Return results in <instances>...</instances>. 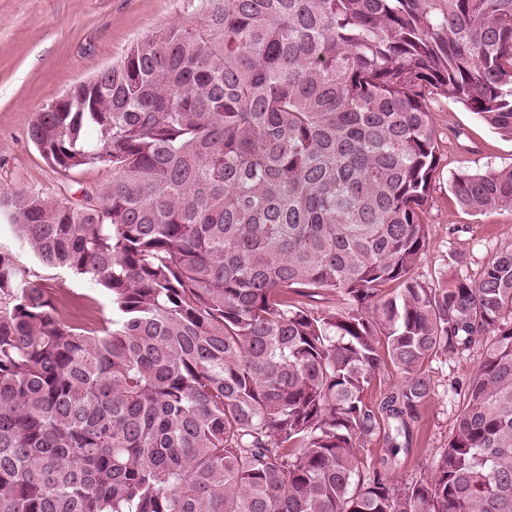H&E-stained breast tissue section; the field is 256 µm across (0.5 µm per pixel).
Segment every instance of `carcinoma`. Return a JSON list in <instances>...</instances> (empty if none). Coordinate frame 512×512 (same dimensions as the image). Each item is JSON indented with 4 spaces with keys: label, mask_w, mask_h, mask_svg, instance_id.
<instances>
[{
    "label": "carcinoma",
    "mask_w": 512,
    "mask_h": 512,
    "mask_svg": "<svg viewBox=\"0 0 512 512\" xmlns=\"http://www.w3.org/2000/svg\"><path fill=\"white\" fill-rule=\"evenodd\" d=\"M201 3L36 113L53 168L112 178L0 196L40 265L112 298L70 323L0 250V512H512V247L412 276L431 100L512 137V0ZM451 188L512 208V166ZM473 346L429 474L397 476L393 437L373 466L380 415L408 433L431 363ZM400 382V375L393 369L388 368L369 387L366 393V400L372 405L379 403L388 389L395 388Z\"/></svg>",
    "instance_id": "1"
}]
</instances>
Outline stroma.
<instances>
[{
  "label": "stroma",
  "mask_w": 512,
  "mask_h": 512,
  "mask_svg": "<svg viewBox=\"0 0 512 512\" xmlns=\"http://www.w3.org/2000/svg\"><path fill=\"white\" fill-rule=\"evenodd\" d=\"M199 0H0V193L56 196L60 188L100 183L109 168L92 165L63 174L30 142L28 129L43 106L123 58L130 46L165 26L190 22ZM441 161L422 215L428 245L413 274L427 285L478 277L500 249L512 245V209L465 211L451 191L461 171L512 166V138L488 127L460 103L432 101ZM0 249L14 251L23 277L48 287L62 316L88 321L111 316L112 303L88 278L50 270L20 249L6 209H0ZM482 357L474 349L429 368L434 393L411 426L404 473L429 471L446 447Z\"/></svg>",
  "instance_id": "obj_1"
}]
</instances>
